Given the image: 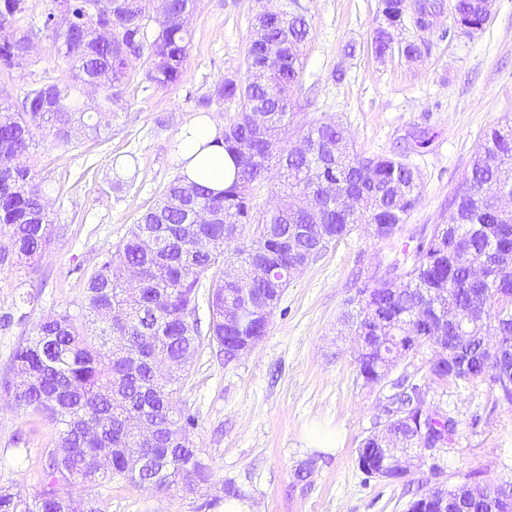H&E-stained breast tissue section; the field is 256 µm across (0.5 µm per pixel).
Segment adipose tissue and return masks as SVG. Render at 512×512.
<instances>
[{"instance_id": "1", "label": "adipose tissue", "mask_w": 512, "mask_h": 512, "mask_svg": "<svg viewBox=\"0 0 512 512\" xmlns=\"http://www.w3.org/2000/svg\"><path fill=\"white\" fill-rule=\"evenodd\" d=\"M221 135V129L211 120L187 126L179 141V153L184 161L182 173L189 180L217 190L229 185L233 163L218 143Z\"/></svg>"}]
</instances>
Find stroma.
Masks as SVG:
<instances>
[{
    "label": "stroma",
    "mask_w": 512,
    "mask_h": 512,
    "mask_svg": "<svg viewBox=\"0 0 512 512\" xmlns=\"http://www.w3.org/2000/svg\"><path fill=\"white\" fill-rule=\"evenodd\" d=\"M302 3L311 18L303 73L310 104L297 110L295 127L333 118L368 155L397 152L408 133L428 130L427 147L407 157L421 177L422 198L395 241L378 240L359 225L329 243L292 278L251 352L231 362L206 345L196 352L176 398L196 417L195 444L212 472L208 493H158L116 477L96 490L97 512H222L230 487L253 512H407L414 496V487L367 476L357 466L363 440L386 421L392 388L363 384L340 317L355 279L384 271L439 222L484 133L512 117V0H497L483 29L471 35L456 30L448 10L426 33L415 62L374 53L380 0ZM252 5L198 0L180 82L159 90L148 86L142 67L133 68L98 151L87 152L80 139L62 148L36 135L22 162L45 180L55 236L38 265L0 269V374L42 318L77 310L100 256L115 250L177 175L174 146L198 115V98L244 72ZM127 153L137 165L115 169L113 157ZM433 355L422 346L397 369L425 388L428 407L457 423L417 480L429 481L436 470L451 486L472 474L488 487L512 481V405L496 401L483 381L429 387ZM314 425L335 437V450L309 448ZM57 432L54 423L0 397V484L41 492L45 451Z\"/></svg>",
    "instance_id": "1"
}]
</instances>
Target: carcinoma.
<instances>
[{
    "label": "carcinoma",
    "mask_w": 512,
    "mask_h": 512,
    "mask_svg": "<svg viewBox=\"0 0 512 512\" xmlns=\"http://www.w3.org/2000/svg\"><path fill=\"white\" fill-rule=\"evenodd\" d=\"M197 0H51L39 17L27 0H0V71L9 76L34 64L26 48L40 33L65 63L66 75L44 73L23 97L12 101L0 89V236L10 254L0 263L32 264L50 248L54 224L44 180L19 164L35 132L58 146L75 133L101 142L111 127L113 107L136 64L145 79L164 90L179 82L188 59L189 34L181 19ZM262 12L252 21L265 30L246 53V73L262 70L266 80L226 77L212 97L233 102L235 116L224 126V148L235 163L233 181L220 192L175 177L158 201L108 252L86 281L75 316L65 308L42 319L13 353L0 391L14 405L59 426L49 450L46 488L27 496L0 487V512H95L92 491L114 477L156 492L194 494L210 482L208 467L194 446L196 417L174 395L188 377L187 362L202 344L199 292L208 289L209 343L231 351L240 336H264L269 324L251 317L242 296L276 302L299 265L317 258L327 244L358 224L374 237L400 230L422 196V183L404 161L426 147L428 131L395 155L366 156L355 150L341 123L317 120L299 136L306 148L282 138L294 110L309 105L302 95L303 46L309 35L307 8ZM381 22L372 44L379 57L393 53L414 61L424 41L404 40L406 24L424 34L420 21L403 12L401 0H380ZM454 22L467 34L487 23L483 0H460ZM112 25V34L101 29ZM96 85L99 99L89 112L82 89ZM277 168L276 206L255 211L254 198L271 167ZM341 195L364 197L346 209ZM512 122L485 132L448 211L417 239L403 264L388 267L377 283H361L348 300L354 335L371 346L356 362L366 383L379 382L386 363L407 359L412 350L448 337V364L429 368V380L446 386L484 381L496 399L512 405ZM154 239L147 252L143 239ZM266 257L267 275L253 282L238 277V265ZM241 309L224 329V305ZM466 336L464 347L456 336ZM172 361L156 376L157 359ZM389 402L399 414L389 430L407 448L425 438L416 428L417 385L403 377ZM137 420L151 422L156 439L145 443L132 433ZM81 487V493L69 491ZM450 512H491V501L471 502L450 489Z\"/></svg>",
    "instance_id": "carcinoma-1"
}]
</instances>
